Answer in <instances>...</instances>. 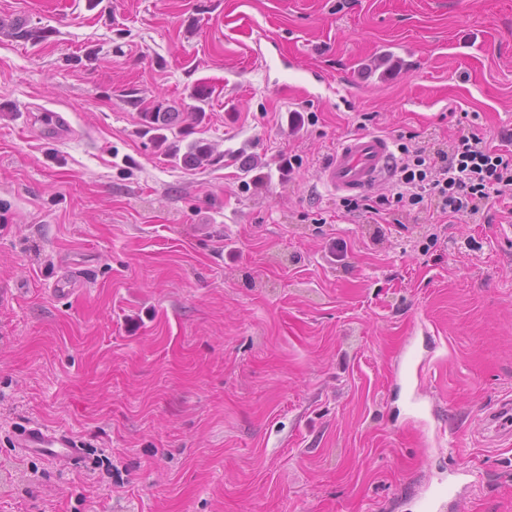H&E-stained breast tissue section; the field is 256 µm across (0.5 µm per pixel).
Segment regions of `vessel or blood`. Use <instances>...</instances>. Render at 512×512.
I'll return each mask as SVG.
<instances>
[{
	"mask_svg": "<svg viewBox=\"0 0 512 512\" xmlns=\"http://www.w3.org/2000/svg\"><path fill=\"white\" fill-rule=\"evenodd\" d=\"M394 164L392 144L387 137L357 134L342 141L323 169L324 184L335 193H361L382 184ZM14 445L22 452L39 455L60 464L76 463L79 449L69 435L34 423L19 428ZM479 481L477 472L463 468L427 491L420 501L421 512H447L466 489Z\"/></svg>",
	"mask_w": 512,
	"mask_h": 512,
	"instance_id": "1",
	"label": "vessel or blood"
}]
</instances>
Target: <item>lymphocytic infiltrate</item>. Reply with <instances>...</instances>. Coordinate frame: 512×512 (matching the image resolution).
I'll use <instances>...</instances> for the list:
<instances>
[{
  "instance_id": "lymphocytic-infiltrate-1",
  "label": "lymphocytic infiltrate",
  "mask_w": 512,
  "mask_h": 512,
  "mask_svg": "<svg viewBox=\"0 0 512 512\" xmlns=\"http://www.w3.org/2000/svg\"><path fill=\"white\" fill-rule=\"evenodd\" d=\"M395 179L386 192L343 198L344 215L373 224H403L411 214L435 216L437 223L480 220L495 205L512 199V132L490 145L479 124L461 123L451 143L423 144L415 135L397 145Z\"/></svg>"
}]
</instances>
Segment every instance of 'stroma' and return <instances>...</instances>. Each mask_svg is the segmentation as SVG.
<instances>
[{
    "label": "stroma",
    "mask_w": 512,
    "mask_h": 512,
    "mask_svg": "<svg viewBox=\"0 0 512 512\" xmlns=\"http://www.w3.org/2000/svg\"><path fill=\"white\" fill-rule=\"evenodd\" d=\"M454 112L512 130V0H0V512H420L458 466L480 482L453 512H512L486 419L512 223L379 234L330 222L322 182L359 129L447 139ZM158 113L214 162L167 156ZM283 148L301 166L247 187ZM28 422L83 463L15 448Z\"/></svg>",
    "instance_id": "1"
}]
</instances>
